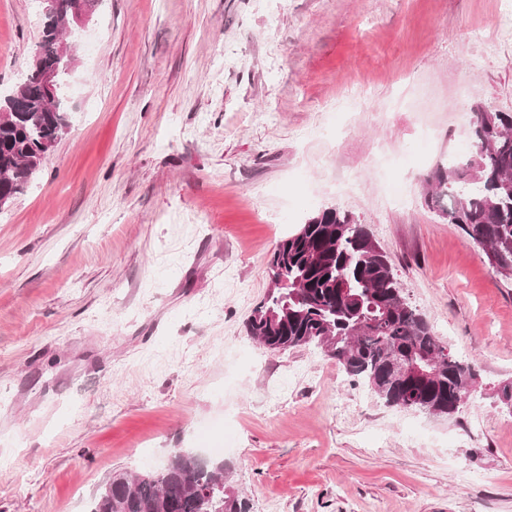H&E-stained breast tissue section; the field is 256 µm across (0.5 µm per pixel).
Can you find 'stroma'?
Segmentation results:
<instances>
[{
	"mask_svg": "<svg viewBox=\"0 0 512 512\" xmlns=\"http://www.w3.org/2000/svg\"><path fill=\"white\" fill-rule=\"evenodd\" d=\"M502 4L102 0L69 128L0 208V512H86L205 432L251 512H512V284L425 203L470 109L512 111V38L483 43ZM43 21L0 0L1 97ZM328 207L473 363L452 416L246 335L276 243Z\"/></svg>",
	"mask_w": 512,
	"mask_h": 512,
	"instance_id": "35a3bbf8",
	"label": "stroma"
}]
</instances>
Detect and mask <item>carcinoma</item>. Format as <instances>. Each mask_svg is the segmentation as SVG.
Returning <instances> with one entry per match:
<instances>
[{"instance_id": "carcinoma-1", "label": "carcinoma", "mask_w": 512, "mask_h": 512, "mask_svg": "<svg viewBox=\"0 0 512 512\" xmlns=\"http://www.w3.org/2000/svg\"><path fill=\"white\" fill-rule=\"evenodd\" d=\"M72 0L46 15L37 61L4 101L0 121V201L10 203L67 129L60 99L48 100L39 73L62 72L60 23ZM474 152L445 159L427 177V205L478 245L492 271L512 282V112L473 109ZM269 288L247 319V335L267 350L314 344L389 406L437 416L456 412L474 366L449 353L426 315L406 300L393 265L365 225L324 209L280 240L268 260ZM87 512H250L229 482L224 459L173 451L158 471L112 473Z\"/></svg>"}]
</instances>
